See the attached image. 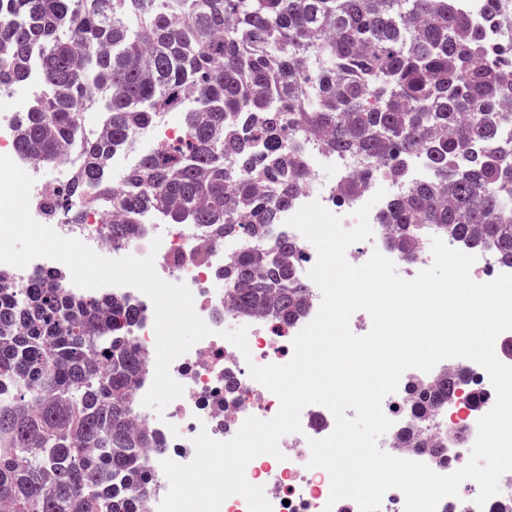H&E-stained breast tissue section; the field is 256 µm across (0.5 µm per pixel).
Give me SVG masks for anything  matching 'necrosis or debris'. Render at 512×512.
Here are the masks:
<instances>
[{
	"mask_svg": "<svg viewBox=\"0 0 512 512\" xmlns=\"http://www.w3.org/2000/svg\"><path fill=\"white\" fill-rule=\"evenodd\" d=\"M300 150L309 171L323 168L334 170L336 179L329 187L315 190L305 186L296 197L293 206L301 208L312 201H319L326 209L342 219L344 227L356 224L355 210L371 198V190L342 197V183L356 165L346 155L325 153L312 139L302 140ZM379 209H371L369 222L373 235L370 239L350 245L347 259L356 264L365 263L373 251H380L399 266L403 277H414L428 268L433 261L431 250L418 247L413 259H405L386 243L387 233L378 217ZM139 234L122 245L114 244L110 225L104 224L99 214L89 215L86 223L73 224L60 218L55 231L64 237L84 242L101 256L120 253L138 258L153 256L157 274L170 283H185L193 295L196 314L211 328L212 333L185 354L176 358L171 367L172 377L184 387L182 397L175 399L174 406L164 414H156L147 407H140L139 420L149 427L166 445L172 448L179 463L186 464L195 456L194 438L200 431L219 441L232 439L251 416L263 420L273 418L280 401L266 387L253 380L249 364L260 366L275 363L274 344L278 325L273 318L264 315L243 317L227 304V292L221 288L210 266L183 261L186 253L203 248L208 237L204 228L194 224H169L158 212L141 217ZM160 239L158 250H151L153 239ZM113 296L137 305L141 318L134 328V336L146 355H153L156 337L153 325L155 317L151 299L131 286H116ZM232 322L248 329L252 350L250 359H241L234 346L226 344L220 332L225 323ZM232 375L237 390L233 396L224 393V377ZM447 375L454 378L456 389L448 404L438 408L428 422V434L419 435L416 419L410 409L409 393L413 385L423 377L438 378ZM496 400L495 390L483 367L462 359H448L438 363L430 373L417 369L404 372L397 392L388 395L382 408L393 425L379 440L380 447L403 454L404 458L420 461L440 474L456 469L450 457H436L432 453L435 432L456 430L462 446L473 445L477 436V421L487 413ZM302 430L283 436L279 441L282 458L264 454L250 461L245 477L251 484L263 487L273 512H359L357 504L343 499L329 504L331 480L328 472L319 467H309L311 451L309 439H322L335 427V418L325 406L309 405L301 412Z\"/></svg>",
	"mask_w": 512,
	"mask_h": 512,
	"instance_id": "1",
	"label": "necrosis or debris"
}]
</instances>
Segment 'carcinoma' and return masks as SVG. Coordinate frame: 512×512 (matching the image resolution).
Masks as SVG:
<instances>
[{
  "label": "carcinoma",
  "instance_id": "carcinoma-1",
  "mask_svg": "<svg viewBox=\"0 0 512 512\" xmlns=\"http://www.w3.org/2000/svg\"><path fill=\"white\" fill-rule=\"evenodd\" d=\"M485 3L489 23L512 13V0ZM33 63L46 89L20 109L16 148L49 166L81 139L62 190L70 222L97 210L124 242L156 210L216 241L269 240L218 271L241 316L286 323L305 308L296 245L269 232L307 177L296 144L309 134L360 161L349 195L427 160L431 178L379 215L396 226V249L411 254L431 233L489 245L512 265V128L501 118L512 26L490 42L455 0H0V91L26 83ZM188 89L184 139L141 151L114 191L113 148L182 107ZM59 283L0 273V512H136L103 487L129 480L144 493L142 449H165L131 426L140 310L70 298ZM412 396L424 417L453 385L422 381Z\"/></svg>",
  "mask_w": 512,
  "mask_h": 512
}]
</instances>
